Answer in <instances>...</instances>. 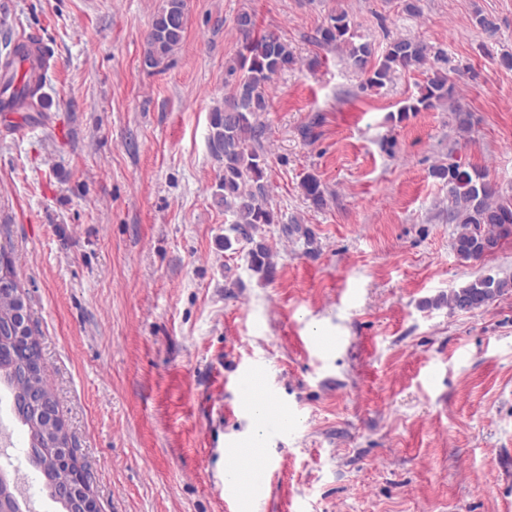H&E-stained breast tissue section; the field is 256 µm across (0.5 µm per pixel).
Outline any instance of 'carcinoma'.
<instances>
[{
	"mask_svg": "<svg viewBox=\"0 0 512 512\" xmlns=\"http://www.w3.org/2000/svg\"><path fill=\"white\" fill-rule=\"evenodd\" d=\"M186 25V0H165L152 22L146 37L143 64L157 69L163 66L181 44ZM242 38V50L226 69V85L230 93L224 104L210 116L208 145L211 154L221 163L214 197L224 205V215L230 217L224 249L235 243L249 246L250 269L268 280L275 274L273 255L261 236L269 224L283 225L287 234L303 233L307 244L314 243L310 231L301 226L297 217L285 216L269 202L268 158L263 145L266 128L259 114L266 111V89L274 76L292 69L297 58L288 42L275 30L258 31L256 15L243 10L235 18ZM315 40L327 48L346 50L353 66L366 76L368 89L383 87L399 70H422L427 73L418 94L398 109L397 120L421 111L448 108L454 113L462 133L471 129L470 113L465 112L454 98V88L448 76L436 64L443 52L415 38H400L389 44L382 56L375 55L369 43H355L350 16L337 10L316 30ZM430 176L448 187V223L459 227L453 242L454 250L463 261H476L495 253L502 241L512 237V197L503 196L485 171L460 162L434 166ZM301 187L313 209L327 204L326 190L314 174H306ZM512 291L509 277L483 276L453 289L442 300L452 309H479L496 297ZM22 296L12 261L0 253V337L16 339L22 345L27 340L17 338L11 323L16 310V298ZM15 361L0 363V388L8 393L18 391ZM19 423L27 428L29 464L37 471L41 490L53 495L62 481L63 469L56 463L52 433L48 421H35L24 415Z\"/></svg>",
	"mask_w": 512,
	"mask_h": 512,
	"instance_id": "obj_1",
	"label": "carcinoma"
}]
</instances>
